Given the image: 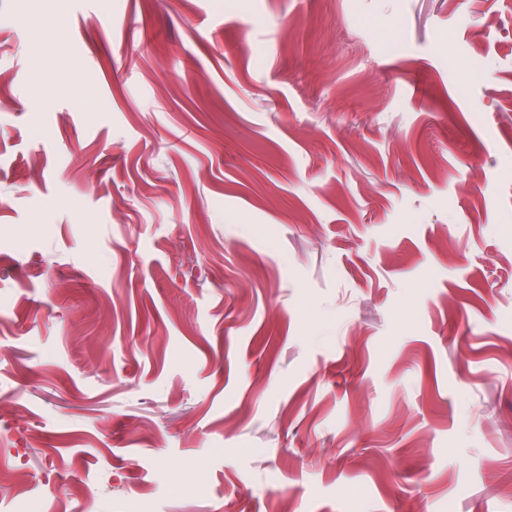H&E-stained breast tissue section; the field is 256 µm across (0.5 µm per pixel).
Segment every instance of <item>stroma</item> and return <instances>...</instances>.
I'll use <instances>...</instances> for the list:
<instances>
[{
  "label": "stroma",
  "mask_w": 512,
  "mask_h": 512,
  "mask_svg": "<svg viewBox=\"0 0 512 512\" xmlns=\"http://www.w3.org/2000/svg\"><path fill=\"white\" fill-rule=\"evenodd\" d=\"M0 478L512 512V0H0Z\"/></svg>",
  "instance_id": "stroma-1"
}]
</instances>
